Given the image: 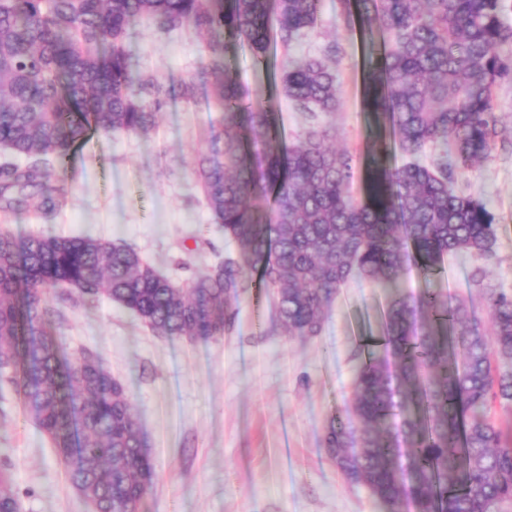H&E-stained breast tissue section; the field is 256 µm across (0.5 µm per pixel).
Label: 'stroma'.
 Here are the masks:
<instances>
[{"label": "stroma", "mask_w": 512, "mask_h": 512, "mask_svg": "<svg viewBox=\"0 0 512 512\" xmlns=\"http://www.w3.org/2000/svg\"><path fill=\"white\" fill-rule=\"evenodd\" d=\"M340 0H323L317 26L290 51L319 53L337 40L339 105L320 114L336 147L363 167L373 125L364 108L363 63L368 54L358 24L339 21ZM210 37L190 27L158 31L149 21L124 38L133 74L165 83L190 79L207 55ZM271 43L266 66L248 46L228 56L232 77L251 100L273 105L278 130L292 142L310 126L280 91L284 54ZM501 132L489 156L457 175L495 215L498 239L482 258L444 260L437 287L464 298L488 323V290L512 293V83L495 90ZM207 90L173 99L149 137L98 135L71 158L61 178L64 204L46 220L30 212L0 215V230L17 239L39 233L89 235L136 250L159 272L188 281L222 260L231 246L197 184V153L222 131ZM482 267V286L471 274ZM426 284L407 266L397 289L350 281L327 309L319 335H284L270 294L249 286L236 301L237 319L217 340L158 335L132 312L103 299L89 305L71 289H53L57 311L50 330L69 357L99 355L132 397L155 466L142 512H385L360 486L346 482L330 459L323 435L330 416L352 399L362 346L381 336L394 292L422 293ZM0 471L11 479L19 512H92L72 487L48 438L21 398L0 384Z\"/></svg>", "instance_id": "obj_1"}]
</instances>
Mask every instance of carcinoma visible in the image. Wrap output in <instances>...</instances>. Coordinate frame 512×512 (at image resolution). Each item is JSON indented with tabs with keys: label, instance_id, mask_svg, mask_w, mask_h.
<instances>
[{
	"label": "carcinoma",
	"instance_id": "1",
	"mask_svg": "<svg viewBox=\"0 0 512 512\" xmlns=\"http://www.w3.org/2000/svg\"><path fill=\"white\" fill-rule=\"evenodd\" d=\"M321 10L322 0H0V150L28 158L0 164L1 212L54 214L64 195L54 178L76 147L95 134L154 130L172 89L131 72L123 38L133 24L211 35L180 93L203 87L221 112L224 138L198 155L195 172L236 254L180 284L124 244L0 232V382L22 396L94 512H139L154 464L126 387L104 361L93 369L70 359L47 332L49 289L106 297L161 336L207 341L224 336L255 273L275 295L281 332L316 336L349 281L392 284L414 262L429 283L445 256H486L497 241L487 204L453 173L487 158L498 136L495 88L512 81V55L499 52L512 46L504 0H341L369 41L364 104L383 128L360 197L349 190L353 158L327 146V129L283 144L275 113L247 100L225 63L237 41L263 65L271 39L289 49ZM340 54L332 40L318 55L285 58L280 84L296 111H336ZM393 144L410 158L399 168L388 165ZM428 145L437 152L427 166ZM487 308L488 330L440 288L393 297L384 353L360 363L350 406L328 421L336 467L389 512L512 505V431L488 416L492 403H512V294L488 292ZM18 509L0 472V512Z\"/></svg>",
	"mask_w": 512,
	"mask_h": 512
}]
</instances>
